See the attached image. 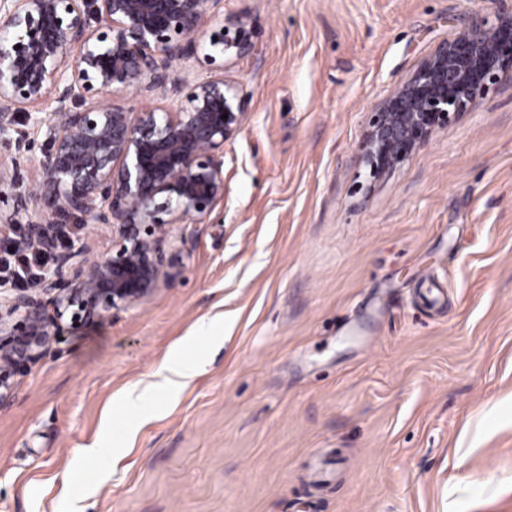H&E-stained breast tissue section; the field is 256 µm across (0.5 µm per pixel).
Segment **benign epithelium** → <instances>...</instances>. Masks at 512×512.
<instances>
[{
	"label": "benign epithelium",
	"mask_w": 512,
	"mask_h": 512,
	"mask_svg": "<svg viewBox=\"0 0 512 512\" xmlns=\"http://www.w3.org/2000/svg\"><path fill=\"white\" fill-rule=\"evenodd\" d=\"M221 2L0 0V140L22 146V116L48 140L31 187L15 194L16 210L33 206L34 218L0 224V240L19 231L22 246L54 255L37 288L0 300L1 407L16 371L45 354L50 328L150 295L170 276V225L202 220L224 198V142L246 115L224 83V59L249 53L252 41L241 20L218 19ZM190 58L210 76H173ZM504 80L512 15L476 13L373 113L365 167L374 175L399 162ZM157 90L175 106L130 112L110 103ZM65 215L112 225V248L88 263L58 247Z\"/></svg>",
	"instance_id": "obj_1"
}]
</instances>
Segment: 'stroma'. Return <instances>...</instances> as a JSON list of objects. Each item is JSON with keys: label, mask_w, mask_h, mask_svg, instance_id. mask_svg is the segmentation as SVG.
Masks as SVG:
<instances>
[{"label": "stroma", "mask_w": 512, "mask_h": 512, "mask_svg": "<svg viewBox=\"0 0 512 512\" xmlns=\"http://www.w3.org/2000/svg\"><path fill=\"white\" fill-rule=\"evenodd\" d=\"M488 0H224L252 51L224 197L148 297L63 325L0 408V512H512V81L396 166L370 118ZM0 142V169L25 181ZM63 224L86 260L112 227ZM180 350L204 371L117 401ZM117 449L108 478L76 448Z\"/></svg>", "instance_id": "obj_1"}]
</instances>
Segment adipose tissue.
<instances>
[{"instance_id": "adipose-tissue-1", "label": "adipose tissue", "mask_w": 512, "mask_h": 512, "mask_svg": "<svg viewBox=\"0 0 512 512\" xmlns=\"http://www.w3.org/2000/svg\"><path fill=\"white\" fill-rule=\"evenodd\" d=\"M202 371L195 360L184 359L179 352L172 354L151 374L123 393L120 403L128 411L137 413L157 397L177 399L181 391Z\"/></svg>"}]
</instances>
